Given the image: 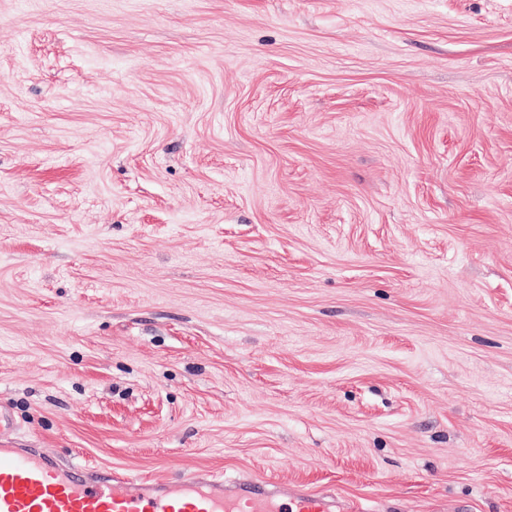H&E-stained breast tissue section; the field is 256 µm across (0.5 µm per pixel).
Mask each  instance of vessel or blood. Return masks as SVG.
I'll use <instances>...</instances> for the list:
<instances>
[{"label": "vessel or blood", "instance_id": "vessel-or-blood-1", "mask_svg": "<svg viewBox=\"0 0 512 512\" xmlns=\"http://www.w3.org/2000/svg\"><path fill=\"white\" fill-rule=\"evenodd\" d=\"M0 512H330L307 492L278 500L268 484L188 475L181 483H132L88 473L48 454L0 446Z\"/></svg>", "mask_w": 512, "mask_h": 512}]
</instances>
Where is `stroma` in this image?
Here are the masks:
<instances>
[{"mask_svg": "<svg viewBox=\"0 0 512 512\" xmlns=\"http://www.w3.org/2000/svg\"><path fill=\"white\" fill-rule=\"evenodd\" d=\"M17 448L344 512H512V0H0Z\"/></svg>", "mask_w": 512, "mask_h": 512, "instance_id": "35a3bbf8", "label": "stroma"}]
</instances>
